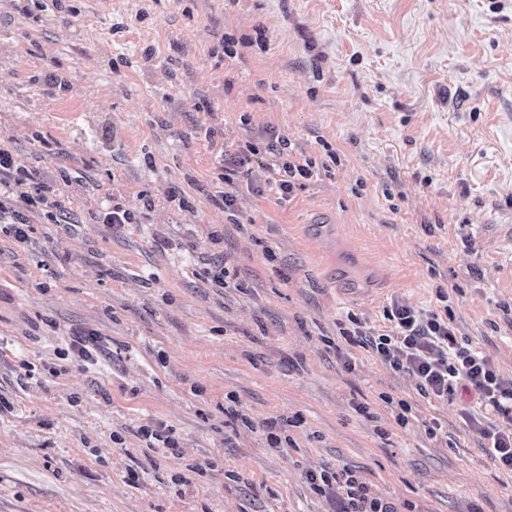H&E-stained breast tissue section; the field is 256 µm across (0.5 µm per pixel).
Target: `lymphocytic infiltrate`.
<instances>
[{
	"mask_svg": "<svg viewBox=\"0 0 512 512\" xmlns=\"http://www.w3.org/2000/svg\"><path fill=\"white\" fill-rule=\"evenodd\" d=\"M268 150L273 161L266 183L281 199H289L300 181L312 177L315 164L274 144ZM384 317L390 323L388 330L368 333L357 327L352 342L371 348L383 365L407 372L427 398L445 401L458 391H473L481 408L497 415L483 430L487 449L500 468L512 472V383L504 382L468 343L459 342L446 317L424 318L399 305L385 309ZM309 481L317 492L339 496V512H396L353 472L324 470L310 474Z\"/></svg>",
	"mask_w": 512,
	"mask_h": 512,
	"instance_id": "lymphocytic-infiltrate-1",
	"label": "lymphocytic infiltrate"
}]
</instances>
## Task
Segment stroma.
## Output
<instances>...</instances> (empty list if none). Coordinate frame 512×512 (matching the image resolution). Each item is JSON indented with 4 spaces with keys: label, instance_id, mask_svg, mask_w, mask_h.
Instances as JSON below:
<instances>
[{
    "label": "stroma",
    "instance_id": "1",
    "mask_svg": "<svg viewBox=\"0 0 512 512\" xmlns=\"http://www.w3.org/2000/svg\"><path fill=\"white\" fill-rule=\"evenodd\" d=\"M1 149L59 206L0 224V512H512L474 394L343 335L444 313L512 380V0H0ZM288 143V153L278 149L273 142L268 144V150L273 154L274 159L268 166L269 176L266 184L270 192L278 194V200H289L299 183L302 180L313 176L315 163L300 152L299 156L293 148L290 149ZM313 488L324 495H334L336 489L341 501L337 512H397L395 508L381 497H378L362 477L350 471H330L309 475Z\"/></svg>",
    "mask_w": 512,
    "mask_h": 512
}]
</instances>
